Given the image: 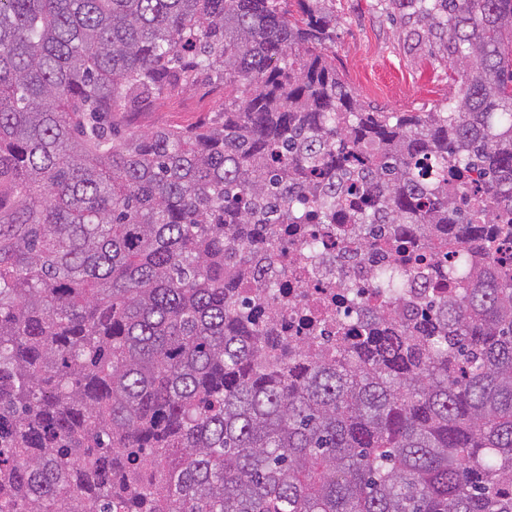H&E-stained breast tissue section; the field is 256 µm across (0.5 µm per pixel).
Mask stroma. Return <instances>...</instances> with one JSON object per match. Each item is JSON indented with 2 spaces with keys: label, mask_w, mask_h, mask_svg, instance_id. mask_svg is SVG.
<instances>
[{
  "label": "stroma",
  "mask_w": 512,
  "mask_h": 512,
  "mask_svg": "<svg viewBox=\"0 0 512 512\" xmlns=\"http://www.w3.org/2000/svg\"><path fill=\"white\" fill-rule=\"evenodd\" d=\"M324 7L336 17V68L366 103L386 112H430L456 95L447 40L418 36L407 7L393 0H325ZM223 99V87L202 75L114 120L125 133L191 127L220 120Z\"/></svg>",
  "instance_id": "obj_1"
}]
</instances>
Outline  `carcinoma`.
<instances>
[{
    "mask_svg": "<svg viewBox=\"0 0 512 512\" xmlns=\"http://www.w3.org/2000/svg\"><path fill=\"white\" fill-rule=\"evenodd\" d=\"M402 1L452 105L362 101L320 0H0V512H512V0ZM201 73L224 121L118 134ZM305 200L467 287L306 350L261 279Z\"/></svg>",
    "mask_w": 512,
    "mask_h": 512,
    "instance_id": "carcinoma-1",
    "label": "carcinoma"
}]
</instances>
